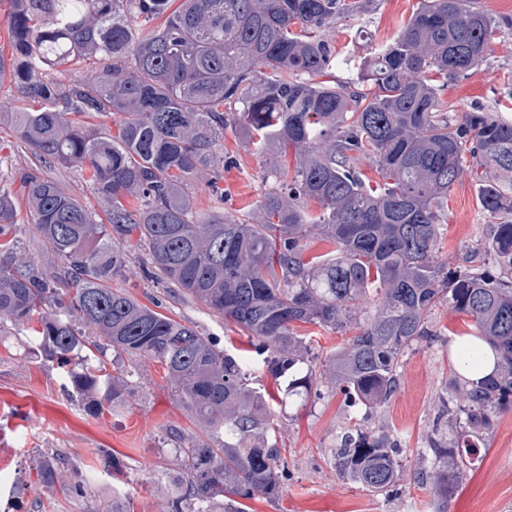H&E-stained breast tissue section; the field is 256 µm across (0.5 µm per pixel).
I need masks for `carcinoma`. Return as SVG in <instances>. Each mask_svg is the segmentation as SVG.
Returning <instances> with one entry per match:
<instances>
[{"label": "carcinoma", "instance_id": "1", "mask_svg": "<svg viewBox=\"0 0 512 512\" xmlns=\"http://www.w3.org/2000/svg\"><path fill=\"white\" fill-rule=\"evenodd\" d=\"M10 55L0 46V101L35 159L20 176L44 267L21 254L14 176L0 169V340L39 324L36 351L67 368L90 412L130 396L120 357L167 369L171 395L199 424L176 437L167 512H244L234 498L281 492V449L251 360L237 358L177 318L139 303L112 279L137 236L143 274L231 320L253 338L286 399L305 404L322 380L352 404L381 406L395 391L405 349L431 340L430 315L447 303L473 321L496 355L497 375L472 383L457 369L444 402L458 427L431 451L458 473L480 453L499 410L512 407V121L442 110L445 82L486 57L493 20L467 0H423L391 41L374 48L351 86L324 81L341 65L326 29L364 0H6ZM117 113V133L104 119ZM257 150L294 151V170L270 163L261 220L224 214V131ZM370 153L382 181L355 165ZM470 154L481 207L497 217L465 253L480 266L438 262L445 201ZM75 169L108 204L106 220L48 175ZM214 205L197 209L193 186ZM319 211L311 213L305 202ZM317 230L334 250L304 260ZM356 329L309 365L296 325ZM400 448L381 430L346 423L336 436V474L380 495L403 478ZM49 492L83 487L65 457L40 462ZM437 512H448V472L436 470Z\"/></svg>", "mask_w": 512, "mask_h": 512}]
</instances>
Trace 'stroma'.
<instances>
[{"label":"stroma","mask_w":512,"mask_h":512,"mask_svg":"<svg viewBox=\"0 0 512 512\" xmlns=\"http://www.w3.org/2000/svg\"><path fill=\"white\" fill-rule=\"evenodd\" d=\"M495 28L487 55L477 67L450 82L443 93L448 116L460 120L474 109L512 121V0H474ZM421 0H369L364 12L338 19L327 32L345 63L337 80L354 81L357 66L371 48L394 38ZM268 155L255 150L234 130L224 134V212L256 211L268 189ZM448 223L442 230L440 259L448 268L461 266L466 246L485 237L493 215L477 199L470 172H463L448 195ZM131 265L112 281L141 303L158 302L168 312L212 337L219 347L253 361L259 387L275 392L250 338L232 321L199 302L176 297L164 285L144 277L141 249L125 246ZM432 323L437 341L413 343L402 357L399 386L378 409L348 406L335 385L324 383L303 407L277 401L269 413L279 428L285 450L283 488L279 498L258 494L247 502L251 512H434L431 484L413 475L435 463L429 451L440 399L446 396L450 368L458 364V348L474 329L465 315L448 306L437 308ZM13 355L0 361V512H164L154 492L174 468L171 431L195 432L188 412L172 399L166 369L146 360L121 366L132 369L130 405L116 414L90 413L85 402L67 396L65 374L55 363L36 356L34 338L25 330L10 339ZM364 428H384L401 448L404 478L399 491L376 496L342 480L331 461L336 434L349 416ZM486 453L464 477L448 478V512H512V409L499 413L493 433L479 440ZM62 452L75 463L85 482L81 495L51 494L30 484L26 475L44 456Z\"/></svg>","instance_id":"obj_1"}]
</instances>
